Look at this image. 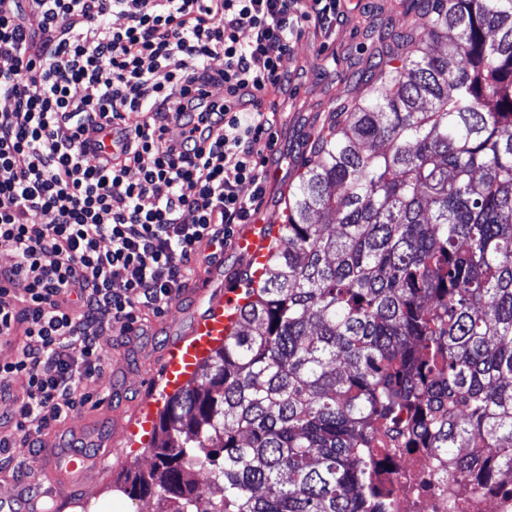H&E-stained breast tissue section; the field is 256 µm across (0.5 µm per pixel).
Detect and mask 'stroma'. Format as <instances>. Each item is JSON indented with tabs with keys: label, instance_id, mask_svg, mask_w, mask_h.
<instances>
[{
	"label": "stroma",
	"instance_id": "stroma-1",
	"mask_svg": "<svg viewBox=\"0 0 512 512\" xmlns=\"http://www.w3.org/2000/svg\"><path fill=\"white\" fill-rule=\"evenodd\" d=\"M412 3L413 0H341L331 36H320L309 26L293 43L283 61L288 89L279 95L280 110L273 116L269 130L273 143L263 154L266 168L277 172L279 181L267 188L261 213L282 212L288 184L296 179L302 159L308 156L314 132L335 111L341 92L358 85L361 63L370 55L368 28L401 26ZM198 311L194 297L184 295L161 313L142 311L143 331L132 343L122 324L113 325L102 339L107 355L103 372L80 383L77 395L81 404L43 435V447H69L76 429L90 451L111 445L121 435L122 421L144 396L142 378L151 371L171 338L185 329ZM152 462L149 449L121 446L112 457L111 467L87 491V500L96 512H156L155 498L133 500L115 490L132 468L146 471Z\"/></svg>",
	"mask_w": 512,
	"mask_h": 512
}]
</instances>
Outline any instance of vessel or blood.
I'll use <instances>...</instances> for the list:
<instances>
[{
    "label": "vessel or blood",
    "instance_id": "obj_1",
    "mask_svg": "<svg viewBox=\"0 0 512 512\" xmlns=\"http://www.w3.org/2000/svg\"><path fill=\"white\" fill-rule=\"evenodd\" d=\"M283 219L272 215L256 224H241L231 238L230 248L240 256L254 276H261L270 257L269 246L279 237ZM217 271L215 263L203 260L196 276L189 280L187 292L205 298V309L197 314L190 327L167 344L161 353L164 394L180 391L193 377L199 364L221 346L237 321L243 300L239 289L229 287L210 291L211 278ZM159 404L144 399L136 412L124 423L122 435L127 444L149 443L158 421ZM52 487L81 478L92 468L105 469L110 465L109 452L90 457L78 451L45 449L41 455Z\"/></svg>",
    "mask_w": 512,
    "mask_h": 512
}]
</instances>
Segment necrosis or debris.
Instances as JSON below:
<instances>
[{"mask_svg":"<svg viewBox=\"0 0 512 512\" xmlns=\"http://www.w3.org/2000/svg\"><path fill=\"white\" fill-rule=\"evenodd\" d=\"M383 493L395 512H512V481L486 480L479 469L459 470L423 448L381 457Z\"/></svg>","mask_w":512,"mask_h":512,"instance_id":"necrosis-or-debris-1","label":"necrosis or debris"}]
</instances>
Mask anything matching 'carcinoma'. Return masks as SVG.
I'll return each mask as SVG.
<instances>
[{
	"label": "carcinoma",
	"mask_w": 512,
	"mask_h": 512,
	"mask_svg": "<svg viewBox=\"0 0 512 512\" xmlns=\"http://www.w3.org/2000/svg\"><path fill=\"white\" fill-rule=\"evenodd\" d=\"M371 43L120 488L158 512H378L392 446L512 477V0H416Z\"/></svg>",
	"instance_id": "cac0c4a2"
}]
</instances>
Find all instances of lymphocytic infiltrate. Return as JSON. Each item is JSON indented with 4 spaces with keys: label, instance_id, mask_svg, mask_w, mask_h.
Segmentation results:
<instances>
[{
    "label": "lymphocytic infiltrate",
    "instance_id": "1",
    "mask_svg": "<svg viewBox=\"0 0 512 512\" xmlns=\"http://www.w3.org/2000/svg\"><path fill=\"white\" fill-rule=\"evenodd\" d=\"M340 0H0V458L74 410L107 328L178 298L190 261L251 223L282 61ZM123 26L110 23L112 15ZM249 31L241 39V31ZM223 57L224 67H209ZM223 84L204 105L191 88ZM122 130L121 159L88 158ZM250 195H242L243 186ZM24 376L14 392L15 376Z\"/></svg>",
    "mask_w": 512,
    "mask_h": 512
}]
</instances>
